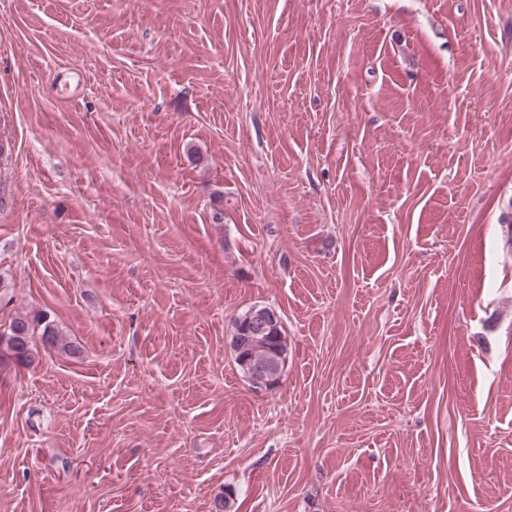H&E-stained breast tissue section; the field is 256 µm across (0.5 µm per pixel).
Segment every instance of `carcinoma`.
<instances>
[{
    "mask_svg": "<svg viewBox=\"0 0 512 512\" xmlns=\"http://www.w3.org/2000/svg\"><path fill=\"white\" fill-rule=\"evenodd\" d=\"M33 335V321L26 316H13L0 323V359L28 360L33 349ZM282 335L284 330L281 325L275 330H268L246 324L242 315L235 318L231 349L238 370L245 372L241 361L248 358L254 364L260 363L270 367L274 371L275 380H280L288 355V346L287 341L278 342L274 337ZM42 340L44 344L61 351L72 350L71 343L65 340L50 321L44 323Z\"/></svg>",
    "mask_w": 512,
    "mask_h": 512,
    "instance_id": "obj_1",
    "label": "carcinoma"
}]
</instances>
